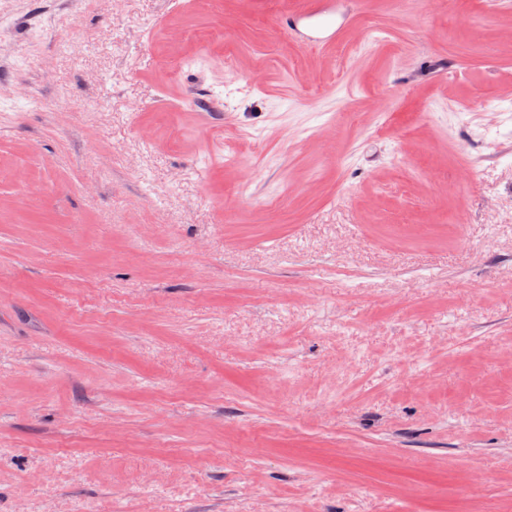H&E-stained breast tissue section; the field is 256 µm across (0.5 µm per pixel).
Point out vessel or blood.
Instances as JSON below:
<instances>
[{
	"mask_svg": "<svg viewBox=\"0 0 512 512\" xmlns=\"http://www.w3.org/2000/svg\"><path fill=\"white\" fill-rule=\"evenodd\" d=\"M346 22L339 0H304L300 8L279 14L275 25L301 35L308 44L322 45L334 41Z\"/></svg>",
	"mask_w": 512,
	"mask_h": 512,
	"instance_id": "vessel-or-blood-1",
	"label": "vessel or blood"
}]
</instances>
